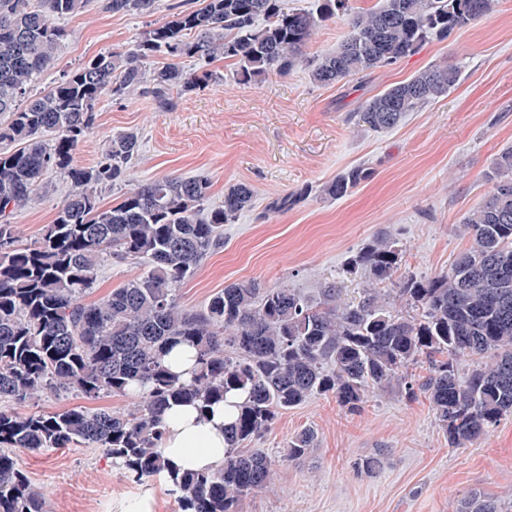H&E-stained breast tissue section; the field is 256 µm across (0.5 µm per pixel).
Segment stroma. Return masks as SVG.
<instances>
[{
	"label": "stroma",
	"mask_w": 512,
	"mask_h": 512,
	"mask_svg": "<svg viewBox=\"0 0 512 512\" xmlns=\"http://www.w3.org/2000/svg\"><path fill=\"white\" fill-rule=\"evenodd\" d=\"M197 9L203 0H157L151 17L111 13L102 0L60 19L69 36L40 84L54 82L79 64L128 47L147 22L161 23L176 6ZM348 18L337 15L305 47V60L288 73H269L238 84L230 61L207 69L215 81L179 96L162 112L142 95L104 97L93 132L78 151L81 165L101 157L112 135L134 130L140 153L133 184L168 175H202L209 202L220 204L229 185L255 191L254 209L224 227L223 246L211 253L180 290V303L202 308L233 282L285 285L320 302L325 283L342 279L346 297L361 286L344 275L348 258L374 237L397 242L403 274L447 272L472 244L463 219L490 190L486 179L496 155L512 145V0L446 40H431L396 65L332 85L314 83L307 59L336 50ZM457 65L462 76L448 94L406 115L395 128L374 131L359 119L364 101L433 64ZM364 165L369 180L348 196L321 195L322 185ZM308 189L288 212H271L273 199ZM68 191L59 176L46 178L34 201L15 214L21 244L35 241L52 223ZM76 405L127 411L133 399L76 395L24 404L27 412H61ZM313 428L317 443L298 461H283L289 440ZM278 462L274 486L245 499L241 512H457L459 500L481 491L512 500V414L463 448L449 445L425 396L409 398L403 385L370 392L357 413L345 412L330 394H316L279 417L255 442ZM376 456L378 469L358 470ZM20 462L47 500L48 512H114L152 488L156 512H180L161 476L135 482L95 448L25 451Z\"/></svg>",
	"instance_id": "stroma-1"
}]
</instances>
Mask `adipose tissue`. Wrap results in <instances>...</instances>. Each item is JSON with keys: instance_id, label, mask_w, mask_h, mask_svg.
Listing matches in <instances>:
<instances>
[{"instance_id": "obj_1", "label": "adipose tissue", "mask_w": 512, "mask_h": 512, "mask_svg": "<svg viewBox=\"0 0 512 512\" xmlns=\"http://www.w3.org/2000/svg\"><path fill=\"white\" fill-rule=\"evenodd\" d=\"M238 401V396H229L204 416L195 405L169 404L162 415L166 457L183 470L214 472L223 468L224 426Z\"/></svg>"}]
</instances>
